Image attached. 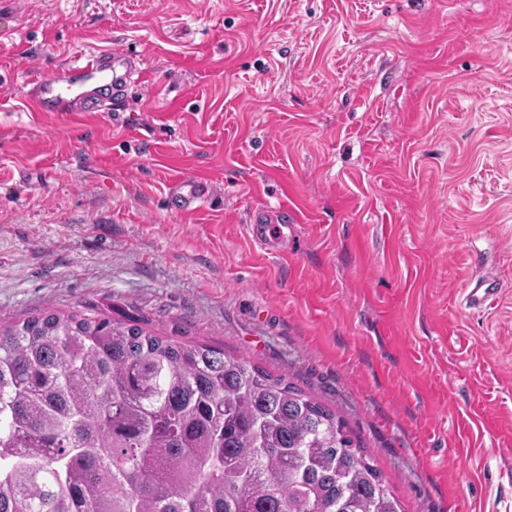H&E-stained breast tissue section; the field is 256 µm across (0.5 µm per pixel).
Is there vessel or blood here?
Segmentation results:
<instances>
[{"label": "vessel or blood", "instance_id": "obj_1", "mask_svg": "<svg viewBox=\"0 0 512 512\" xmlns=\"http://www.w3.org/2000/svg\"><path fill=\"white\" fill-rule=\"evenodd\" d=\"M135 74L129 55L116 45L90 52L37 78L28 98L38 112H96L107 102L118 99ZM207 192V181L183 178L173 187L169 203L178 211L194 210ZM248 231L264 245L279 244L286 239L284 225L266 223L260 215L255 216ZM499 294L496 281L486 278L471 284L466 298L470 307L482 309L492 306Z\"/></svg>", "mask_w": 512, "mask_h": 512}]
</instances>
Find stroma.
<instances>
[{"instance_id":"1","label":"stroma","mask_w":512,"mask_h":512,"mask_svg":"<svg viewBox=\"0 0 512 512\" xmlns=\"http://www.w3.org/2000/svg\"><path fill=\"white\" fill-rule=\"evenodd\" d=\"M113 42L111 111L32 110ZM186 177L218 191L177 212ZM46 309L295 383L405 512H512V0H0V323ZM288 217L289 222H293L291 209L282 212L281 221L283 224H266V219L261 216H255L252 224L248 226L249 234L253 239L263 245L280 244L288 239L285 234V229H288ZM467 303L475 309L492 306L499 297L501 289L495 280L486 278L470 284L467 288Z\"/></svg>"}]
</instances>
